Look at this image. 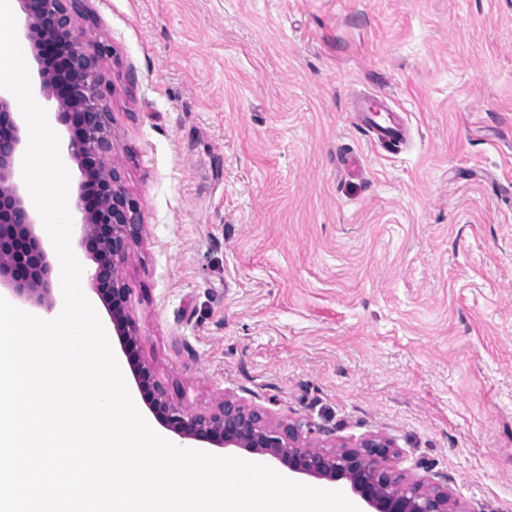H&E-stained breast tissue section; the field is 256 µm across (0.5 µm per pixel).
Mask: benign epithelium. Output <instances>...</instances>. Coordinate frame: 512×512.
<instances>
[{"mask_svg":"<svg viewBox=\"0 0 512 512\" xmlns=\"http://www.w3.org/2000/svg\"><path fill=\"white\" fill-rule=\"evenodd\" d=\"M82 0H19L25 14L24 37L37 64L39 92L56 103V116L70 124L68 158L77 163L83 180L76 197L80 213V246L95 264L91 282L105 294V305L116 335L140 387L149 390V408L183 440L206 441L220 448H243L266 457L267 463L329 481H345L368 512H448L450 496L426 478L408 480L396 473L391 441L373 436L354 449L310 450L299 445V422L273 426L262 412L226 398L208 415L188 413L168 397L137 352L136 326L129 313L130 290L119 276L131 242L140 233L137 203L122 189L121 175L106 164L112 150L108 89L99 63L111 48L92 42L78 25ZM59 50L57 68L46 66L41 46ZM23 144L22 125L11 94L0 90V284L31 305L50 311L55 306L51 265L39 236L36 217L20 193L17 178ZM96 185L98 200L85 199L87 184Z\"/></svg>","mask_w":512,"mask_h":512,"instance_id":"obj_1","label":"benign epithelium"}]
</instances>
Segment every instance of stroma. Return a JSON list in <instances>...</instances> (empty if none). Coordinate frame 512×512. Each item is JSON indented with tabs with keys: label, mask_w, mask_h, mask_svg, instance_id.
<instances>
[{
	"label": "stroma",
	"mask_w": 512,
	"mask_h": 512,
	"mask_svg": "<svg viewBox=\"0 0 512 512\" xmlns=\"http://www.w3.org/2000/svg\"><path fill=\"white\" fill-rule=\"evenodd\" d=\"M141 232L139 354L192 413L394 444L512 512V0H86ZM384 94L402 149L352 118ZM364 174L344 176L343 152Z\"/></svg>",
	"instance_id": "obj_1"
}]
</instances>
